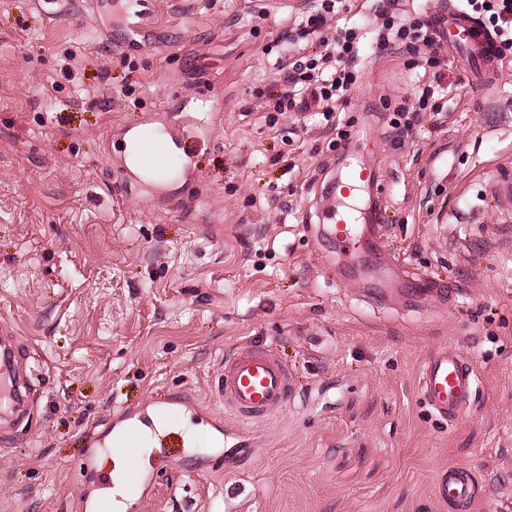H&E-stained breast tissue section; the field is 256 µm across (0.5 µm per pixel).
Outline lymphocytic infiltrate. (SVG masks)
Wrapping results in <instances>:
<instances>
[{
	"label": "lymphocytic infiltrate",
	"mask_w": 512,
	"mask_h": 512,
	"mask_svg": "<svg viewBox=\"0 0 512 512\" xmlns=\"http://www.w3.org/2000/svg\"><path fill=\"white\" fill-rule=\"evenodd\" d=\"M458 6L494 35L499 58L512 57V0H458ZM346 8L347 0H315L295 27L284 32L289 44L315 40L321 51L280 63L279 85L262 92L269 124L289 112L316 109L329 118L337 103L345 101L359 78L360 52L357 30L335 26L337 14ZM372 10L381 21L374 35L379 52L423 57L435 81L444 79L446 59L427 20L400 17L398 0H374Z\"/></svg>",
	"instance_id": "1"
}]
</instances>
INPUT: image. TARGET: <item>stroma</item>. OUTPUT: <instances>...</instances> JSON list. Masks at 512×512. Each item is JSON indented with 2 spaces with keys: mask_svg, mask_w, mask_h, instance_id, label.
Segmentation results:
<instances>
[{
  "mask_svg": "<svg viewBox=\"0 0 512 512\" xmlns=\"http://www.w3.org/2000/svg\"><path fill=\"white\" fill-rule=\"evenodd\" d=\"M300 0H0V328L27 350L28 420L0 427V512H84L81 464L112 416L188 391L230 436L184 457L144 449L152 479L114 512H438L432 477L475 469L481 499L512 502V61L465 77L441 113L395 143V106L429 82L368 57L339 114L269 125L279 34ZM197 120L192 180L126 172L131 123ZM380 173L383 234L406 270L385 292L319 232L332 178ZM220 224L223 239L199 233ZM453 342L476 391L452 422L421 400L418 366ZM273 349L293 396L264 420L213 397L226 354Z\"/></svg>",
  "mask_w": 512,
  "mask_h": 512,
  "instance_id": "1",
  "label": "stroma"
}]
</instances>
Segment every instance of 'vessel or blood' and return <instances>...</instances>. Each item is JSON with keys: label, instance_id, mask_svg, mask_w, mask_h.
Instances as JSON below:
<instances>
[{"label": "vessel or blood", "instance_id": "vessel-or-blood-1", "mask_svg": "<svg viewBox=\"0 0 512 512\" xmlns=\"http://www.w3.org/2000/svg\"><path fill=\"white\" fill-rule=\"evenodd\" d=\"M427 17L440 34V43L450 56L470 61L473 76L484 84L495 79L498 58L495 41L480 23L461 11L454 0H434L427 10ZM162 141L170 160L186 156L189 148L185 128H166ZM378 175L370 169L354 170L343 182L333 188L336 195L347 198L363 184L378 185ZM329 223V235L337 245L369 255L376 263L387 266L390 283H398V260L390 251L380 229H377V212L368 210L366 221L373 230L360 234L352 223L350 212L329 209L322 215ZM25 350L15 338L0 339V414L23 418L31 413L30 389L22 374ZM424 380L422 400L435 414L454 420L467 409L477 375L469 357L460 346L443 343L431 349L419 365ZM215 395L225 408L236 416L269 418L290 400L293 388L288 368L271 350L240 349L224 358V370L215 387ZM181 406L197 416L207 410L191 395L163 394L142 408H130L112 423L108 433L112 447L121 448L129 432L138 431L165 448L170 457H180L191 439L187 431L171 429L161 431L159 423L173 407ZM481 493L476 474L471 467L448 465L439 468L433 478L432 497L442 508L466 506Z\"/></svg>", "mask_w": 512, "mask_h": 512}]
</instances>
